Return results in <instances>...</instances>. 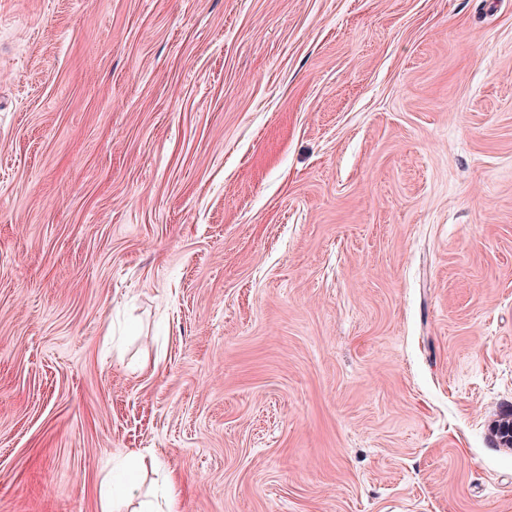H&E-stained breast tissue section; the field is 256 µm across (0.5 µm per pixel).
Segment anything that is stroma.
Returning <instances> with one entry per match:
<instances>
[{
    "label": "stroma",
    "mask_w": 512,
    "mask_h": 512,
    "mask_svg": "<svg viewBox=\"0 0 512 512\" xmlns=\"http://www.w3.org/2000/svg\"><path fill=\"white\" fill-rule=\"evenodd\" d=\"M510 417L512 0H0V512H512Z\"/></svg>",
    "instance_id": "35a3bbf8"
}]
</instances>
